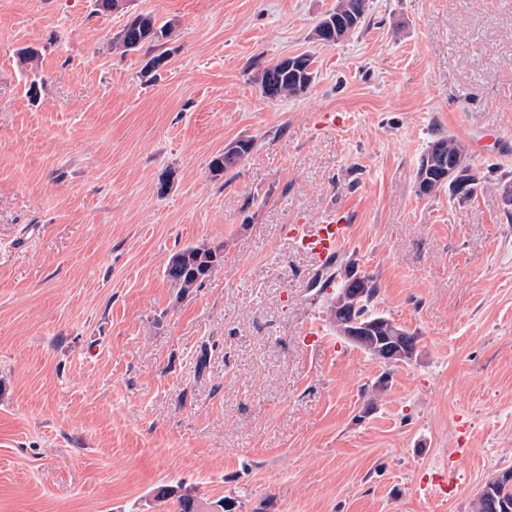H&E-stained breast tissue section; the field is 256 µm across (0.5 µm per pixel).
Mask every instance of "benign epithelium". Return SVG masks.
I'll list each match as a JSON object with an SVG mask.
<instances>
[{
  "label": "benign epithelium",
  "instance_id": "obj_1",
  "mask_svg": "<svg viewBox=\"0 0 512 512\" xmlns=\"http://www.w3.org/2000/svg\"><path fill=\"white\" fill-rule=\"evenodd\" d=\"M352 300V296H342L336 301V311L332 318L336 333L349 342L365 346L381 362L390 364L404 361L406 356L412 353L411 346L404 336V328L386 318L364 324L342 320V307ZM377 327L383 328L385 335L376 341L366 340Z\"/></svg>",
  "mask_w": 512,
  "mask_h": 512
}]
</instances>
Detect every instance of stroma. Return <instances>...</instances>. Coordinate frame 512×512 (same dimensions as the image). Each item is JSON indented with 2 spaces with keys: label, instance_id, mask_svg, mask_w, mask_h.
Masks as SVG:
<instances>
[{
  "label": "stroma",
  "instance_id": "stroma-1",
  "mask_svg": "<svg viewBox=\"0 0 512 512\" xmlns=\"http://www.w3.org/2000/svg\"><path fill=\"white\" fill-rule=\"evenodd\" d=\"M335 6L0 0V512H171L177 485L201 512H473L512 467V0H371L314 41ZM139 14L169 41L114 51ZM302 53L308 91L263 97ZM448 133L487 174L464 203L416 193ZM336 208L334 262L376 278L410 361L326 319L288 230ZM197 245L224 261L182 296L165 269ZM336 8H334L331 12L324 16L321 21L317 24L314 29L315 40L322 41L326 43H335L341 40L346 39L347 37L353 35L358 29L359 25L364 21L365 17L369 13L370 10V1L369 0H337ZM348 12L347 15H354L355 21L348 27L346 33H344L339 39L337 34V23L339 18H345L343 15ZM336 22V30L335 33L329 31L330 25L329 23L332 21ZM294 56L282 58L280 62L286 61ZM302 67L293 66L296 61H290V66L284 67L280 62L264 67L256 76L255 81L259 86L261 94L266 98L294 97L305 93L315 78V72L312 70L314 61L307 53L295 56Z\"/></svg>",
  "mask_w": 512,
  "mask_h": 512
}]
</instances>
